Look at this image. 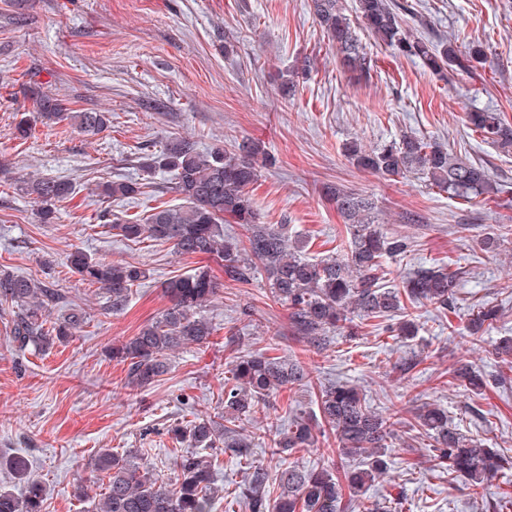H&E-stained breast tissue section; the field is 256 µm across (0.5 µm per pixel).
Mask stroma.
<instances>
[{
  "label": "stroma",
  "mask_w": 512,
  "mask_h": 512,
  "mask_svg": "<svg viewBox=\"0 0 512 512\" xmlns=\"http://www.w3.org/2000/svg\"><path fill=\"white\" fill-rule=\"evenodd\" d=\"M407 2L416 15L412 33L450 38L462 48L482 43L484 63L447 81L418 59L391 56L363 31L372 69L366 79H351L308 0H0V269L62 289L71 308L86 315L69 341L21 352L9 337L10 313L0 309V456L27 459L45 488V512H86L74 486L93 480L90 463L105 448L133 454L171 479L183 447L171 427L223 415L226 371L235 358L256 353L298 360L310 375L307 385L281 389L236 421L270 477L292 463L339 466L330 432L288 456L271 450L278 429L317 415L321 386L342 382L362 389L371 409L396 410L398 434L387 474L343 512H365L388 495L401 512H490V504L512 498V469L477 490L449 483L431 438L410 430L414 408L435 403L463 434L512 456V382L498 381L512 369L464 330L481 302L499 306L502 325L512 329V151L484 143L464 122L474 108L512 121V0ZM288 78L294 88L287 97L280 83ZM36 89L68 99L76 111L109 113L110 128L88 136L63 121L17 137ZM411 133L482 163L493 197L467 203L413 177L389 181L358 169L343 152L353 139L373 149ZM174 137L202 152L251 141L264 146L275 163L252 187L256 206L264 222L289 225L311 258L335 252L346 236L326 187L370 196L385 231L411 241L386 264L383 282L395 285L414 269L451 261L468 269L447 314L419 306V331L410 340L366 321L355 338L337 336L314 353L292 335L287 307L258 272L246 284L225 280L205 311L214 328L209 343L179 350L158 382L132 388L108 348L168 307L166 279L205 264L224 275L206 256L129 242L108 229L113 219L180 205L168 173L142 169L144 157ZM46 176L75 186L51 224L38 223L23 191L30 178ZM127 178L143 183V194L99 196L101 183ZM489 236L496 248L485 247ZM75 248L147 269L123 310L112 312L105 291L70 269L67 255ZM411 357L419 360L411 372L394 369L397 359ZM462 360L494 379L478 401L453 379ZM472 402L483 419L468 412ZM213 454V512H247L237 497L244 460L229 448Z\"/></svg>",
  "instance_id": "obj_1"
}]
</instances>
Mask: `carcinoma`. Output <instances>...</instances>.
I'll return each instance as SVG.
<instances>
[{"instance_id": "carcinoma-1", "label": "carcinoma", "mask_w": 512, "mask_h": 512, "mask_svg": "<svg viewBox=\"0 0 512 512\" xmlns=\"http://www.w3.org/2000/svg\"><path fill=\"white\" fill-rule=\"evenodd\" d=\"M314 15L327 34L342 67L365 79L371 70L360 40L345 13L342 0H311ZM356 10L364 28L385 48L398 56L415 57L430 72L468 73L479 62L482 51L464 55L454 42L434 43L413 36L406 28L407 8L398 0H357ZM35 118L43 125L64 120L93 134L106 130L105 112H77L68 101L32 92ZM468 129L482 141L502 150L512 147V123L498 112L466 113ZM346 155L357 167L389 179L415 176L450 197L469 202L493 192L485 169L448 152L440 143L416 135H402L392 144L371 150L357 141L345 144ZM258 147L240 152L216 147L197 151L193 142L173 139L151 154L144 163L147 172H167L183 203L155 207L133 221L115 220L112 235L124 240H150L169 244L180 255H207L219 260L224 275L248 282L253 270L263 272L275 301L288 307L291 327L310 351L320 352L331 343L330 332L352 328L354 319H397L396 331L405 339L416 331L414 308L429 303L442 313L453 303L455 289L465 274L451 265L420 267L400 284L379 283L378 270L387 260L405 254L408 238L388 234L373 215V203L344 189L329 188L326 194L347 225L345 246L332 256L313 260L305 257L286 224L260 221L250 193L260 170ZM137 181H108L101 195L133 198L141 194ZM38 204L42 224L55 219V204L74 193L68 179L38 177L24 187ZM237 224L238 235L224 234V224ZM71 270L84 281L106 291L112 311L124 308L132 287L147 277V270L132 264L107 262L75 249L68 256ZM170 306L146 323L139 332L112 347V359L127 365V383L144 389L167 373L171 353L190 344H204L213 336L211 322L202 315L220 290V283L207 265L164 283ZM64 302V294L32 278L0 270V305L11 307L10 337L20 351L48 350L81 331L84 316L76 311L49 320ZM500 310L486 303L471 313L468 331L475 343L483 332L497 325ZM231 377L224 383V421L197 418L173 429L176 438L188 442L174 463V476L163 481L150 467L131 454L110 449L93 462L106 479L103 493L92 495L93 486L79 483L75 497L91 502L92 512H211L214 499L213 471L198 456L197 448H234L247 455L250 443L229 427L283 388L302 386L309 376L297 360L270 355L239 357L233 361ZM454 379L473 396H481L489 380L468 364L460 365ZM319 411L328 429L336 435V451L348 460L343 477L329 469H305L291 465L279 474V494L270 496L269 475L260 462L247 463V477L240 497L250 512H340L344 496L359 497L387 470L388 441L395 439L392 416L366 405L354 386L330 384L321 387ZM412 428L435 442L439 465L448 468V482L461 480L478 489L512 460L490 448L481 439L467 436L448 423L439 406L423 403L415 412ZM318 441L304 421H294L278 432L273 445L281 455L294 448H307ZM9 468L26 483L23 496L0 487V512H43L45 489L28 477V464L21 456L0 457V467Z\"/></svg>"}]
</instances>
